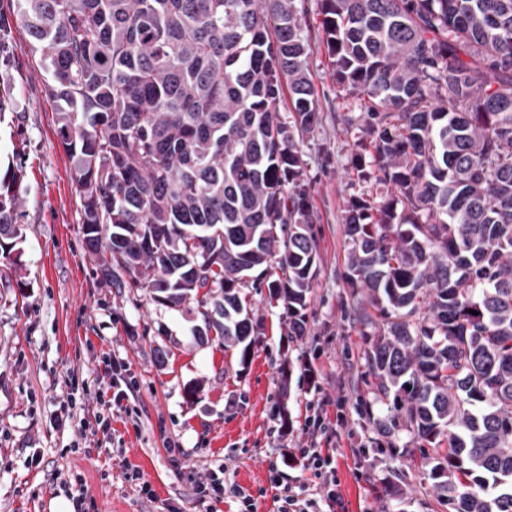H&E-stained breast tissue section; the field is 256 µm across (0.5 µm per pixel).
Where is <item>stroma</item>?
I'll list each match as a JSON object with an SVG mask.
<instances>
[{
	"label": "stroma",
	"mask_w": 512,
	"mask_h": 512,
	"mask_svg": "<svg viewBox=\"0 0 512 512\" xmlns=\"http://www.w3.org/2000/svg\"><path fill=\"white\" fill-rule=\"evenodd\" d=\"M299 18L317 89L320 120L301 145L316 221L317 275L306 331L287 341L282 307L267 288H247L265 334L248 363L217 341L196 344L195 314L152 302L141 291L104 283L82 238V200L59 135L50 76L14 14L0 37V89L14 110L0 114V172L20 169L23 229L9 257L0 256V512H57L83 493L72 512H277L271 474L319 498L323 481L289 465L288 451L309 442L305 419L320 406L338 428L324 451L333 457L343 512H448L420 462L392 452L372 423L385 415L369 386L365 343L355 300L345 281L349 240L345 208L369 192L358 176L355 97L339 91L323 44L319 0H301ZM169 351L158 364L156 347ZM126 366L135 391L127 410L108 411L109 440L91 433L99 394L109 392L104 361ZM317 375L316 388L305 381ZM200 384L197 395L189 385ZM75 394L74 418L60 404ZM239 495L198 502L194 487L213 471Z\"/></svg>",
	"instance_id": "stroma-1"
}]
</instances>
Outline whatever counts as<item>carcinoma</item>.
I'll return each mask as SVG.
<instances>
[{"mask_svg":"<svg viewBox=\"0 0 512 512\" xmlns=\"http://www.w3.org/2000/svg\"><path fill=\"white\" fill-rule=\"evenodd\" d=\"M336 84L360 101L345 279L374 421L448 512H512V0H321ZM63 102L59 132L102 280L188 307L248 361L267 283L306 330L317 91L295 0H17ZM289 101V115L281 106ZM0 176V251L22 238ZM278 258L282 276L266 281ZM476 314H471V311Z\"/></svg>","mask_w":512,"mask_h":512,"instance_id":"cac0c4a2","label":"carcinoma"}]
</instances>
